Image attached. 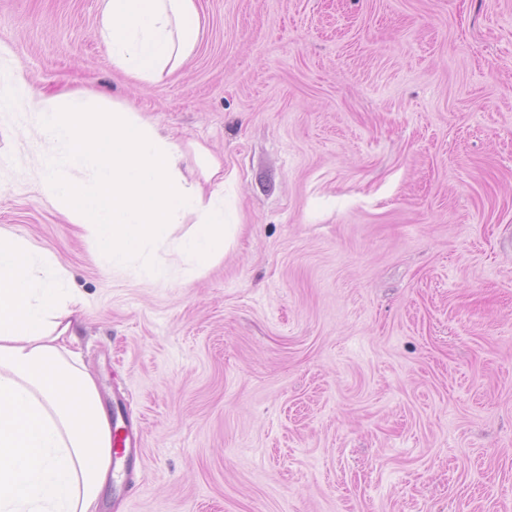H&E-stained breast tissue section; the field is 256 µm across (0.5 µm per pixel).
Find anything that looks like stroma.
Instances as JSON below:
<instances>
[{
    "label": "stroma",
    "instance_id": "1",
    "mask_svg": "<svg viewBox=\"0 0 512 512\" xmlns=\"http://www.w3.org/2000/svg\"><path fill=\"white\" fill-rule=\"evenodd\" d=\"M99 3L0 0L12 67L202 143L239 229L115 274L0 114V228L76 289L70 347L135 438L98 512H512V0H199L147 89Z\"/></svg>",
    "mask_w": 512,
    "mask_h": 512
}]
</instances>
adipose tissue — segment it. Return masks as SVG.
Returning <instances> with one entry per match:
<instances>
[{
    "instance_id": "ef3b65f1",
    "label": "adipose tissue",
    "mask_w": 512,
    "mask_h": 512,
    "mask_svg": "<svg viewBox=\"0 0 512 512\" xmlns=\"http://www.w3.org/2000/svg\"><path fill=\"white\" fill-rule=\"evenodd\" d=\"M202 25L199 0H100L97 35L115 67L151 86L190 59ZM18 98L51 146L36 171L45 193L113 270L153 250L196 265L223 257L224 166L207 149H195L200 185L183 171L185 145L140 113L79 91L45 98L0 70V108ZM78 311L49 254L0 229V512H97L112 478L109 415L66 345Z\"/></svg>"
}]
</instances>
